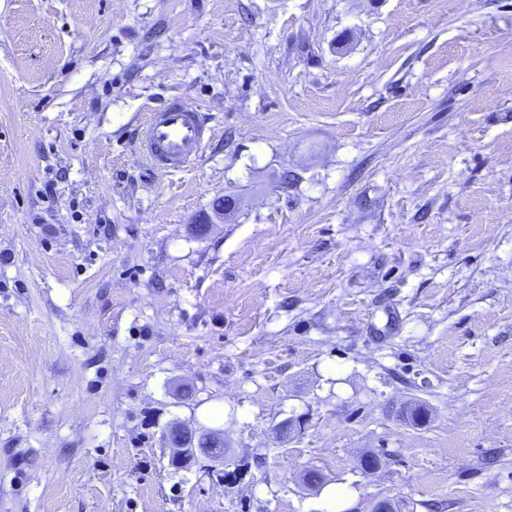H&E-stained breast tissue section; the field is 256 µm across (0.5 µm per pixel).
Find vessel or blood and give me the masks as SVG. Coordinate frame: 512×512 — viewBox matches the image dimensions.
I'll list each match as a JSON object with an SVG mask.
<instances>
[{
  "mask_svg": "<svg viewBox=\"0 0 512 512\" xmlns=\"http://www.w3.org/2000/svg\"><path fill=\"white\" fill-rule=\"evenodd\" d=\"M204 122L201 112L177 98L149 113L141 149L151 168L175 174L194 163L207 138Z\"/></svg>",
  "mask_w": 512,
  "mask_h": 512,
  "instance_id": "1",
  "label": "vessel or blood"
}]
</instances>
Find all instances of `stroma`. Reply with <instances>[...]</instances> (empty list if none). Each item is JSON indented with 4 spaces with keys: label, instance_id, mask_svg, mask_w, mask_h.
Masks as SVG:
<instances>
[{
    "label": "stroma",
    "instance_id": "stroma-1",
    "mask_svg": "<svg viewBox=\"0 0 512 512\" xmlns=\"http://www.w3.org/2000/svg\"><path fill=\"white\" fill-rule=\"evenodd\" d=\"M171 95L213 134L168 176ZM175 422L228 463L172 464ZM337 483L512 512V0H0V512ZM198 109L179 98L150 112L142 128L141 149L151 168L175 174L198 159L208 130Z\"/></svg>",
    "mask_w": 512,
    "mask_h": 512
}]
</instances>
